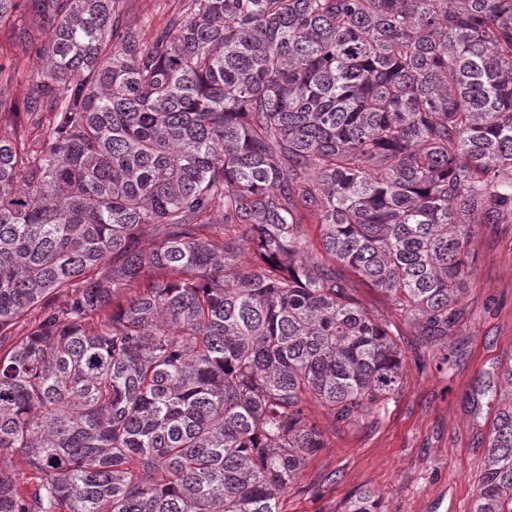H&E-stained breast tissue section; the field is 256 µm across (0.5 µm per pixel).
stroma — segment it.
Returning <instances> with one entry per match:
<instances>
[{
    "instance_id": "obj_1",
    "label": "stroma",
    "mask_w": 512,
    "mask_h": 512,
    "mask_svg": "<svg viewBox=\"0 0 512 512\" xmlns=\"http://www.w3.org/2000/svg\"><path fill=\"white\" fill-rule=\"evenodd\" d=\"M473 272L461 298V320L431 342L416 324L359 278L350 284L364 307L393 323L404 353L398 391L354 425L332 427L313 408L327 446L289 489L282 512H342L355 491L374 489L382 512H470L484 466L488 433L504 403L512 370V224H488L471 237ZM497 373L499 397L473 415L468 398L486 371Z\"/></svg>"
}]
</instances>
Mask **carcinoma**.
Listing matches in <instances>:
<instances>
[{"label": "carcinoma", "instance_id": "carcinoma-1", "mask_svg": "<svg viewBox=\"0 0 512 512\" xmlns=\"http://www.w3.org/2000/svg\"><path fill=\"white\" fill-rule=\"evenodd\" d=\"M182 2L148 40L124 0H31L18 32L0 512H280L326 447L308 405L352 425L401 384L336 266L437 340L475 228L512 224V0ZM471 512H512V404Z\"/></svg>", "mask_w": 512, "mask_h": 512}]
</instances>
